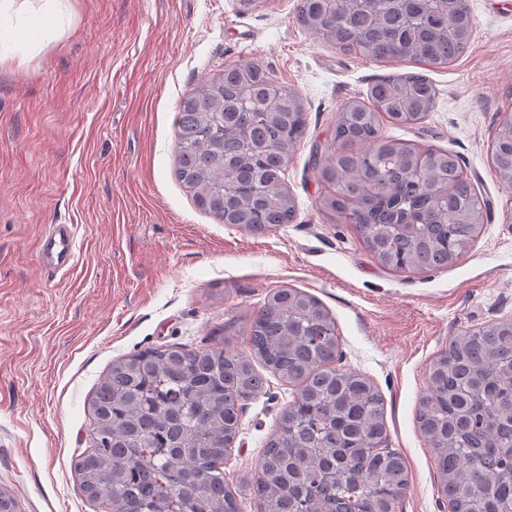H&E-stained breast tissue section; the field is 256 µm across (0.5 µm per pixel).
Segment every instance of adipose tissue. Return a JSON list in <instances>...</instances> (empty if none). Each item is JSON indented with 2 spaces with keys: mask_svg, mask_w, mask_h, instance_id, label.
Instances as JSON below:
<instances>
[{
  "mask_svg": "<svg viewBox=\"0 0 512 512\" xmlns=\"http://www.w3.org/2000/svg\"><path fill=\"white\" fill-rule=\"evenodd\" d=\"M62 0H0V64L7 61L26 62L48 44L63 35L62 28L45 25L27 39L20 38L13 21L23 14H44Z\"/></svg>",
  "mask_w": 512,
  "mask_h": 512,
  "instance_id": "adipose-tissue-1",
  "label": "adipose tissue"
}]
</instances>
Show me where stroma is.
I'll return each instance as SVG.
<instances>
[{
	"label": "stroma",
	"instance_id": "1",
	"mask_svg": "<svg viewBox=\"0 0 512 512\" xmlns=\"http://www.w3.org/2000/svg\"><path fill=\"white\" fill-rule=\"evenodd\" d=\"M300 0H68L64 36L0 66V492L17 512H98L75 458L92 446L89 402L112 361L160 346L248 350L267 296L297 288L329 311L339 368L368 376L390 448L408 467L397 512H443L435 451L419 431L431 360L458 335L512 318V187L491 161L512 113V0H468L473 34L455 62H374L298 20ZM252 61L297 91L307 115L285 182L295 223L265 234L199 210L175 175L180 99L225 64ZM421 74L433 112L382 136L458 156L490 218L453 265L382 267L343 216L320 208L332 183L313 156L335 153L341 104L389 75ZM52 224L73 228L74 257L48 277ZM291 386L246 402L224 466L240 512Z\"/></svg>",
	"mask_w": 512,
	"mask_h": 512
}]
</instances>
